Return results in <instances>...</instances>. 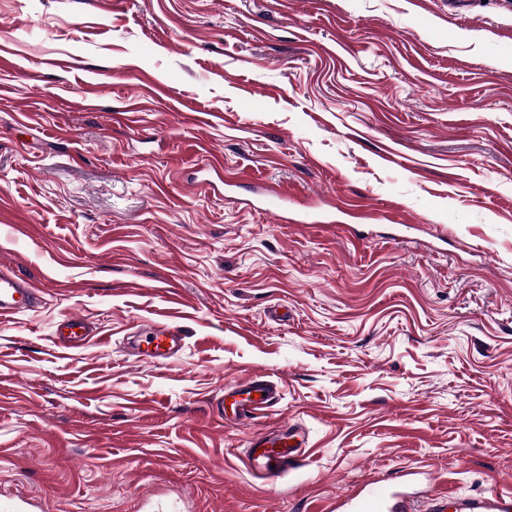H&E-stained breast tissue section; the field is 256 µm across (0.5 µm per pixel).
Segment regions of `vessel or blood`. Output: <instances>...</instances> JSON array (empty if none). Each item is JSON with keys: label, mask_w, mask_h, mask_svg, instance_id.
<instances>
[{"label": "vessel or blood", "mask_w": 512, "mask_h": 512, "mask_svg": "<svg viewBox=\"0 0 512 512\" xmlns=\"http://www.w3.org/2000/svg\"><path fill=\"white\" fill-rule=\"evenodd\" d=\"M44 291L32 281L8 269H0V316L21 313L43 297ZM54 339L59 347L77 349L89 341L83 318L64 315L57 322ZM185 338L176 327L164 324L150 336L137 353L138 360L157 364L178 357ZM279 400L277 384L265 376L252 374L227 388L221 401L238 418L252 417L273 408ZM303 440L299 433H270L252 442L248 467L262 479L279 477L288 472L302 457ZM403 477L375 479L355 497L346 499L344 512H512V490H489L460 496L454 492L416 495L403 489Z\"/></svg>", "instance_id": "1"}]
</instances>
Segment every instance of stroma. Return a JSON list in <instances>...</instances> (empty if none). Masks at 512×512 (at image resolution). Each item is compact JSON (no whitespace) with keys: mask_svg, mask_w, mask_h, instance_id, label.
I'll list each match as a JSON object with an SVG mask.
<instances>
[{"mask_svg":"<svg viewBox=\"0 0 512 512\" xmlns=\"http://www.w3.org/2000/svg\"><path fill=\"white\" fill-rule=\"evenodd\" d=\"M0 58V265L46 290L0 318V501L512 489V0H0ZM154 322L177 359L133 356ZM252 374L279 403L222 420ZM282 427L309 458L255 479ZM89 336L86 323L81 317L65 314L55 326L54 339L61 348H82L88 343Z\"/></svg>","mask_w":512,"mask_h":512,"instance_id":"1","label":"stroma"}]
</instances>
